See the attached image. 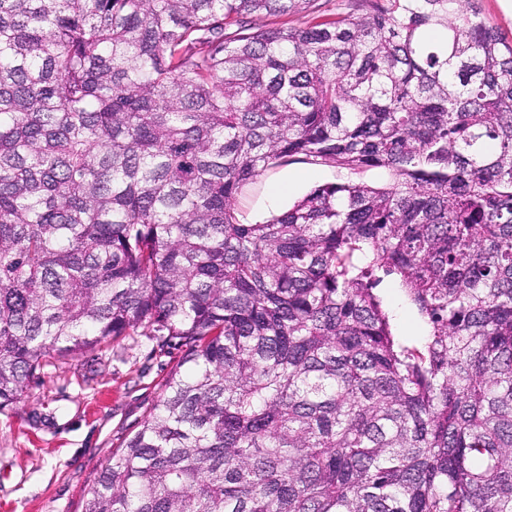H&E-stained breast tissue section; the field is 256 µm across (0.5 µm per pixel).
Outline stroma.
I'll list each match as a JSON object with an SVG mask.
<instances>
[{
    "label": "stroma",
    "instance_id": "obj_1",
    "mask_svg": "<svg viewBox=\"0 0 512 512\" xmlns=\"http://www.w3.org/2000/svg\"><path fill=\"white\" fill-rule=\"evenodd\" d=\"M327 165L268 169L237 198L248 222L280 214L317 185L349 180ZM392 329L421 346L426 328L395 281L379 290ZM182 358L150 336L110 341L66 360L48 358L26 395L0 412V512H82L112 450L137 431Z\"/></svg>",
    "mask_w": 512,
    "mask_h": 512
}]
</instances>
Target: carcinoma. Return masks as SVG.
<instances>
[{
	"label": "carcinoma",
	"mask_w": 512,
	"mask_h": 512,
	"mask_svg": "<svg viewBox=\"0 0 512 512\" xmlns=\"http://www.w3.org/2000/svg\"><path fill=\"white\" fill-rule=\"evenodd\" d=\"M315 2L0 0V411L50 355L183 348L83 512H512V41ZM291 161L392 183L242 222ZM384 306L392 315V329L407 345L420 347L424 342L425 325L416 309L406 300L403 291L393 280H388L378 290Z\"/></svg>",
	"instance_id": "1"
}]
</instances>
